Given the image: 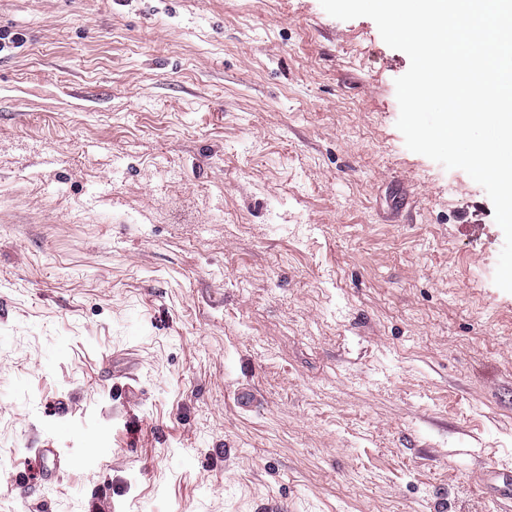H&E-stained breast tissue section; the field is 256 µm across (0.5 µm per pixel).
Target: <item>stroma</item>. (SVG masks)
Instances as JSON below:
<instances>
[{
  "label": "stroma",
  "instance_id": "35a3bbf8",
  "mask_svg": "<svg viewBox=\"0 0 512 512\" xmlns=\"http://www.w3.org/2000/svg\"><path fill=\"white\" fill-rule=\"evenodd\" d=\"M0 482L28 512H512L504 233L320 0H0ZM249 391L253 405L240 406ZM39 455L46 465V483L39 488L18 487L15 485L4 484L1 482V496L9 495L17 503L16 510L19 512L25 511L24 505L27 500L35 493L38 492L40 496H44L46 491L51 487V480L54 475L61 469L69 466L70 459L65 452L60 448H40ZM477 481L487 493L502 500H512V468L496 466L491 471L480 474Z\"/></svg>",
  "mask_w": 512,
  "mask_h": 512
}]
</instances>
